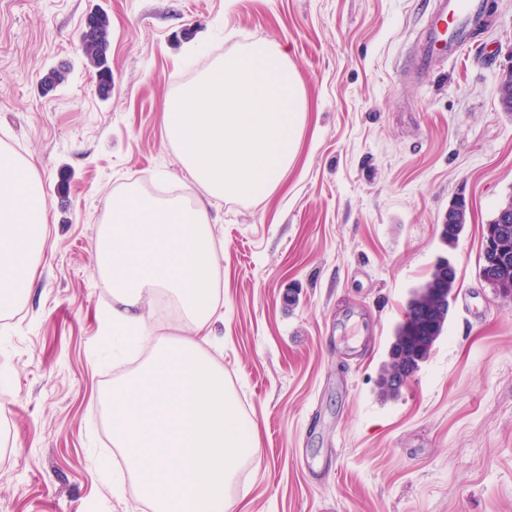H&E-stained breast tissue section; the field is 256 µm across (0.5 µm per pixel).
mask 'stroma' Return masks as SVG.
<instances>
[{
	"mask_svg": "<svg viewBox=\"0 0 512 512\" xmlns=\"http://www.w3.org/2000/svg\"><path fill=\"white\" fill-rule=\"evenodd\" d=\"M454 60L408 76L430 0H0V149L28 162L49 216L38 277L0 315V512H144L112 479L102 396L117 301L96 272L101 221L131 183L182 192L168 97L224 54L278 44L307 120L268 197L214 200L220 303L210 354L258 435L235 512H512V301L480 276L483 230L512 197V0ZM111 21L112 91L78 49ZM63 67L50 93L40 79ZM471 212L456 247L438 226ZM456 272L448 325L384 401L376 383L411 290ZM448 214L455 217V219L453 220L454 224H448L447 220H445L443 224H440L444 225V232L440 236V240L443 241L444 245L447 246L448 248H454L459 238L455 233H453V231L450 228H448V225L462 224L457 228V230H461L462 232L464 224H467L469 206L464 199H457L453 201L451 204H449Z\"/></svg>",
	"mask_w": 512,
	"mask_h": 512,
	"instance_id": "35a3bbf8",
	"label": "stroma"
}]
</instances>
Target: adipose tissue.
Returning <instances> with one entry per match:
<instances>
[{
	"label": "adipose tissue",
	"instance_id": "adipose-tissue-1",
	"mask_svg": "<svg viewBox=\"0 0 512 512\" xmlns=\"http://www.w3.org/2000/svg\"><path fill=\"white\" fill-rule=\"evenodd\" d=\"M303 82L279 46L262 41L215 62L167 101V140L190 191L113 197L97 271L120 302L112 340L148 356L112 386V445L151 512H235L238 475L258 447L224 370L206 350L218 309L219 260L204 198L270 195L293 166L306 122ZM48 234L40 181L0 154V312L31 288ZM175 304L186 333L155 337L146 305Z\"/></svg>",
	"mask_w": 512,
	"mask_h": 512
}]
</instances>
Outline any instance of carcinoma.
Segmentation results:
<instances>
[{
    "label": "carcinoma",
    "instance_id": "carcinoma-1",
    "mask_svg": "<svg viewBox=\"0 0 512 512\" xmlns=\"http://www.w3.org/2000/svg\"><path fill=\"white\" fill-rule=\"evenodd\" d=\"M110 21L107 14L94 12L86 21L83 32L85 55L96 70L99 91L106 93L112 82L108 65ZM455 299V281L448 280V271L435 264L429 278L412 291L402 320L396 325L390 346L407 349V360L413 364H399L385 358L377 382V395L386 401L399 396L402 387L419 371L428 359L435 343L444 332L450 312V301ZM400 383H394L396 376Z\"/></svg>",
    "mask_w": 512,
    "mask_h": 512
}]
</instances>
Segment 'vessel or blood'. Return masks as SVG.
<instances>
[{
  "mask_svg": "<svg viewBox=\"0 0 512 512\" xmlns=\"http://www.w3.org/2000/svg\"><path fill=\"white\" fill-rule=\"evenodd\" d=\"M480 8L479 0H433L424 39L412 69L423 74L425 64L433 57H457L468 41L467 19Z\"/></svg>",
  "mask_w": 512,
  "mask_h": 512,
  "instance_id": "obj_1",
  "label": "vessel or blood"
}]
</instances>
